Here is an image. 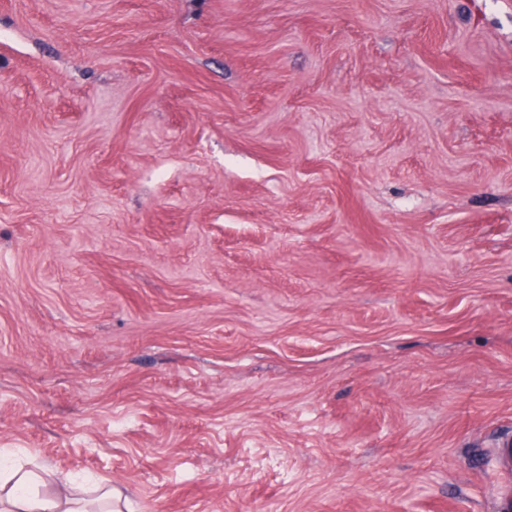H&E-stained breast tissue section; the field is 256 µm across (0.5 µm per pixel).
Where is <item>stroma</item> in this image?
Masks as SVG:
<instances>
[{"mask_svg": "<svg viewBox=\"0 0 512 512\" xmlns=\"http://www.w3.org/2000/svg\"><path fill=\"white\" fill-rule=\"evenodd\" d=\"M512 0H0V448L132 512H501Z\"/></svg>", "mask_w": 512, "mask_h": 512, "instance_id": "1", "label": "stroma"}]
</instances>
